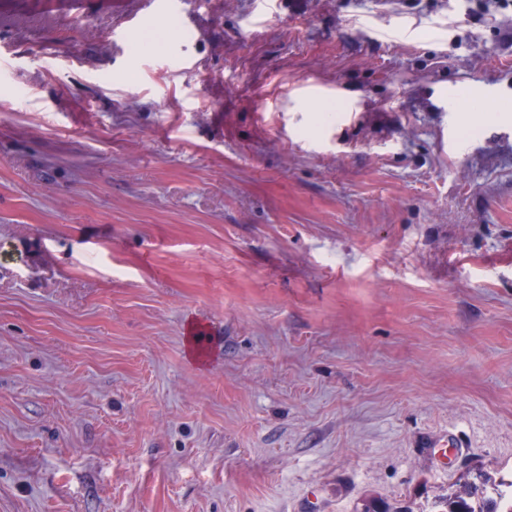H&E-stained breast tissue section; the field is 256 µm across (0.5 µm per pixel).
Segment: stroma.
I'll list each match as a JSON object with an SVG mask.
<instances>
[{
    "mask_svg": "<svg viewBox=\"0 0 512 512\" xmlns=\"http://www.w3.org/2000/svg\"><path fill=\"white\" fill-rule=\"evenodd\" d=\"M69 2L0 0V512H432L512 481V119L464 109L512 103L504 28L185 0V70L137 49L166 21Z\"/></svg>",
    "mask_w": 512,
    "mask_h": 512,
    "instance_id": "stroma-1",
    "label": "stroma"
}]
</instances>
